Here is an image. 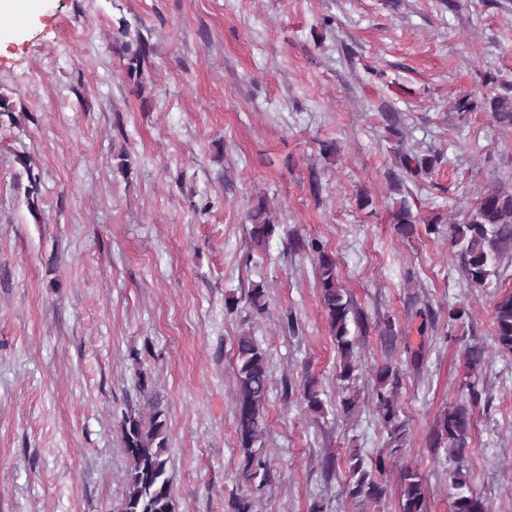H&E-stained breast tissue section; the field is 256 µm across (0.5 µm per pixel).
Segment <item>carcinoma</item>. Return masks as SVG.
<instances>
[{
	"label": "carcinoma",
	"instance_id": "obj_1",
	"mask_svg": "<svg viewBox=\"0 0 512 512\" xmlns=\"http://www.w3.org/2000/svg\"><path fill=\"white\" fill-rule=\"evenodd\" d=\"M150 53L149 45L138 41L137 50L129 58V69L140 71ZM494 118L512 126V97L498 96L491 101ZM433 160L417 156H402L404 170L416 177L430 170ZM250 240L266 243L274 235L276 225L259 208L251 215ZM448 238L456 249L466 275L468 287L483 288L491 277L500 273L501 263L512 252V188L496 186L485 191L474 202L466 221L449 227ZM319 287L330 327L336 341L340 363L338 377L349 381L357 371L353 359V340L350 338V301L345 298L336 277V261L319 253ZM494 311V341L501 352L512 355V293L499 299ZM236 395L234 399L235 432L242 464V478L250 488L259 491L270 481L271 473L260 455L265 433V406L271 385V371L266 351L253 336L242 334L236 345ZM485 347L481 344L468 348L466 358L473 371L485 363ZM143 405L122 413L118 422L120 443L129 459L126 473V491L113 512H176L173 496V476L169 467L168 431L164 409L149 389L148 375L136 371ZM376 407L382 423L393 442L404 437V425L399 422L393 402L396 374L388 367L376 373ZM303 397L309 410L318 412L324 402L315 382L303 384ZM478 394L469 401H457L444 411L432 435L433 446L446 442L449 455L461 459L469 448V434L473 423L474 404ZM351 495L355 498L379 499L385 493L375 473L386 470V461L379 455L366 467L359 449L348 458ZM452 493V512H486L481 496L472 487L469 476L460 468L448 472ZM402 488L401 512H426V489L422 476L410 467L400 472Z\"/></svg>",
	"mask_w": 512,
	"mask_h": 512
}]
</instances>
